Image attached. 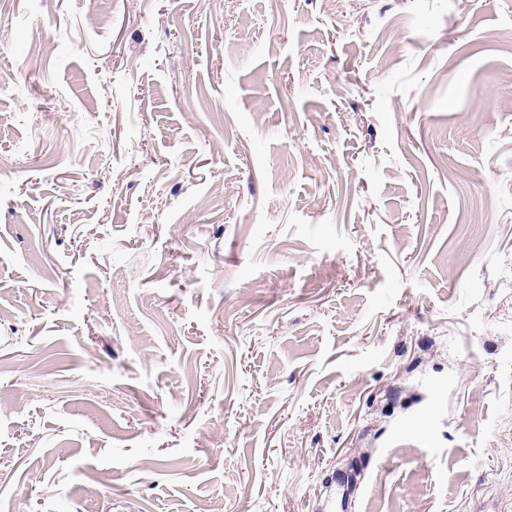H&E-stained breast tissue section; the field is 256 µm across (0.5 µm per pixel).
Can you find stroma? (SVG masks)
<instances>
[{
	"label": "stroma",
	"mask_w": 512,
	"mask_h": 512,
	"mask_svg": "<svg viewBox=\"0 0 512 512\" xmlns=\"http://www.w3.org/2000/svg\"><path fill=\"white\" fill-rule=\"evenodd\" d=\"M512 512V0H0V512Z\"/></svg>",
	"instance_id": "stroma-1"
}]
</instances>
